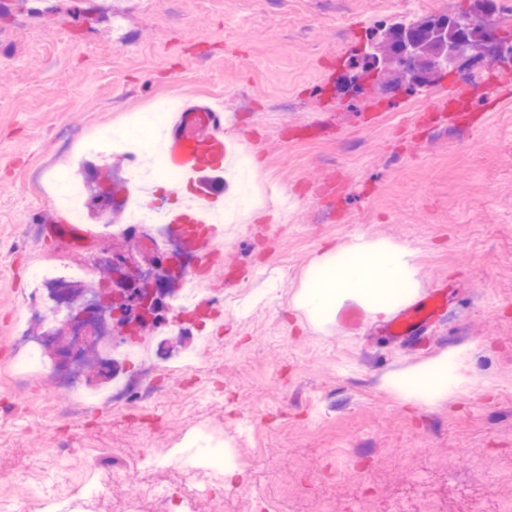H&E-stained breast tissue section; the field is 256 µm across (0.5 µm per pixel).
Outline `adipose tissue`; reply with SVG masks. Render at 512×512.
<instances>
[{
  "label": "adipose tissue",
  "mask_w": 512,
  "mask_h": 512,
  "mask_svg": "<svg viewBox=\"0 0 512 512\" xmlns=\"http://www.w3.org/2000/svg\"><path fill=\"white\" fill-rule=\"evenodd\" d=\"M323 277L305 285L298 306L312 319L354 300L373 315L388 318L395 306L393 293L403 287L414 291L418 270L405 246L358 238L319 260ZM467 349L439 354L404 375L387 377L385 384L411 404H436L461 398L473 380L467 373Z\"/></svg>",
  "instance_id": "adipose-tissue-1"
}]
</instances>
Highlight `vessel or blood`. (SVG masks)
<instances>
[{
    "label": "vessel or blood",
    "instance_id": "1",
    "mask_svg": "<svg viewBox=\"0 0 512 512\" xmlns=\"http://www.w3.org/2000/svg\"><path fill=\"white\" fill-rule=\"evenodd\" d=\"M233 145L224 138V111L194 110L181 112L165 136L163 164L181 183L193 186L191 206L166 212L165 223L175 231L197 236L201 245L214 240L209 213L224 196V172L229 169ZM440 305L425 301L414 313H404L391 325L393 338L403 339L432 324Z\"/></svg>",
    "mask_w": 512,
    "mask_h": 512
}]
</instances>
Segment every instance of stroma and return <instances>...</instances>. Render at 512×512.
Masks as SVG:
<instances>
[{
	"label": "stroma",
	"mask_w": 512,
	"mask_h": 512,
	"mask_svg": "<svg viewBox=\"0 0 512 512\" xmlns=\"http://www.w3.org/2000/svg\"><path fill=\"white\" fill-rule=\"evenodd\" d=\"M0 0V490L36 464L59 488L104 484L91 512H120L139 486L174 493L207 483L193 512H254L253 487L276 496L312 488L284 512H498L512 503V64L483 67V92L450 75L422 91L384 90L359 72L357 51L383 26L428 11L454 15L474 0ZM128 35L115 46L112 13ZM220 92L224 135L248 141L257 179H276L287 212L244 213L224 232L211 271L218 321L181 338L156 336L134 364L156 390L145 414L91 406L65 415L50 380L24 397L5 374L8 339L28 270L69 246L65 215L33 184L63 163L81 132L122 129L160 93ZM124 156L72 169L88 187L86 225L121 224ZM362 237L408 247L416 297L446 305L415 342L385 332L356 301L321 320L296 298L328 248ZM210 340L199 351V336ZM194 352L181 381L163 379L171 345ZM473 346L467 396L412 407L384 383L444 351ZM205 434L237 464L194 470L191 459L146 470ZM69 447L55 458V448ZM493 480L490 492L477 481ZM223 491V504L213 492Z\"/></svg>",
	"instance_id": "obj_1"
}]
</instances>
